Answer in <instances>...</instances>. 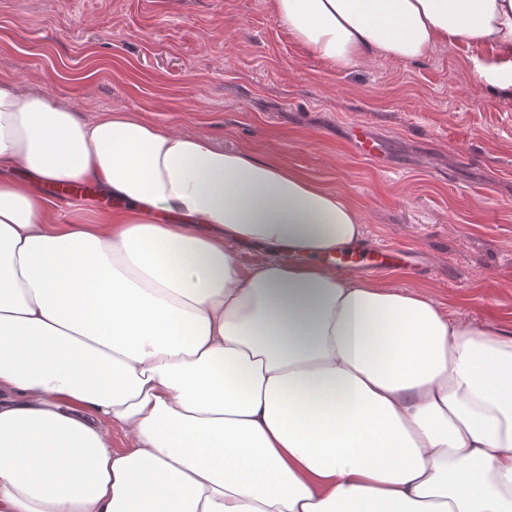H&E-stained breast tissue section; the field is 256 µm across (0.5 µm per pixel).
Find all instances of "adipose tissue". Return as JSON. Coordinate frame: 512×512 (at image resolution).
<instances>
[{"mask_svg":"<svg viewBox=\"0 0 512 512\" xmlns=\"http://www.w3.org/2000/svg\"><path fill=\"white\" fill-rule=\"evenodd\" d=\"M268 2L334 67L512 53V0ZM1 169L0 512H512V335L312 264L362 242L346 196L11 77ZM57 221L67 223L74 214H81L89 220H96L103 212H112V199L98 194L85 200L62 203L53 197ZM107 210V211H105Z\"/></svg>","mask_w":512,"mask_h":512,"instance_id":"adipose-tissue-1","label":"adipose tissue"}]
</instances>
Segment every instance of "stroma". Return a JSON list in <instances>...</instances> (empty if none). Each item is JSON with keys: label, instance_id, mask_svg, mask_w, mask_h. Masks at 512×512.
<instances>
[{"label": "stroma", "instance_id": "stroma-1", "mask_svg": "<svg viewBox=\"0 0 512 512\" xmlns=\"http://www.w3.org/2000/svg\"><path fill=\"white\" fill-rule=\"evenodd\" d=\"M486 48L349 68L310 56L267 0H0V77L91 117L137 112L286 164L347 195L361 254L399 251L371 280L512 330V97L476 85ZM367 123L384 162L348 146Z\"/></svg>", "mask_w": 512, "mask_h": 512}]
</instances>
